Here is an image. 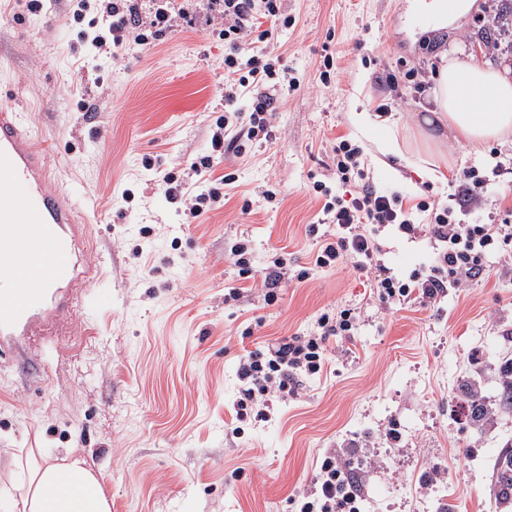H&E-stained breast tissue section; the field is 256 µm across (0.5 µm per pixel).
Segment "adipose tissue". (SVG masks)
Masks as SVG:
<instances>
[{"label": "adipose tissue", "instance_id": "ef3b65f1", "mask_svg": "<svg viewBox=\"0 0 512 512\" xmlns=\"http://www.w3.org/2000/svg\"><path fill=\"white\" fill-rule=\"evenodd\" d=\"M434 89L435 109L419 129L427 179L440 172L434 161L442 141L429 130L432 121L448 126L471 148L490 140H512V74L496 70L474 56L442 54ZM11 512H111V504L95 474L74 455L58 461L43 457L27 469L10 493Z\"/></svg>", "mask_w": 512, "mask_h": 512}]
</instances>
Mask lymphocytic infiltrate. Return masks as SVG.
Masks as SVG:
<instances>
[{"label": "lymphocytic infiltrate", "mask_w": 512, "mask_h": 512, "mask_svg": "<svg viewBox=\"0 0 512 512\" xmlns=\"http://www.w3.org/2000/svg\"><path fill=\"white\" fill-rule=\"evenodd\" d=\"M206 2L210 9L208 23L224 38V70L228 76L224 85L227 109L216 121L212 152L191 167L194 175L210 176L211 182L207 191L194 195L186 180L176 173L167 172L162 178L169 202L179 205L191 221L219 202L223 186L235 181L231 172L212 179L213 166L222 163L226 153L242 151L245 143L271 137L276 100L263 93L261 87L274 80L276 65L270 55L247 57L242 50L251 39L271 40L274 28L290 22L281 10L280 0ZM186 17L180 0H154L146 16L137 0H103V27L90 36L89 43L100 53L121 47L128 37L138 44L151 45ZM247 88L253 94L247 109L242 110L236 103L241 90ZM335 152L339 193H332L321 182L313 185L324 199L320 224L336 227L334 237L322 240L313 260L315 267L352 263L355 269L370 275L371 285L382 303L414 302L427 306L445 296L449 289L465 287L470 279L480 276L488 253L512 250L511 224H489L478 218L460 223L450 201L432 197L422 199L415 208H404L399 192L377 188L361 163L360 144L343 139L337 142ZM320 224L309 225V234L318 235ZM421 224L443 249L435 265L413 271L408 278H398L380 261L383 246L378 240L379 231L391 225L412 233ZM318 325V335L287 337L269 351H250L241 358L237 370L241 383L238 416H247L252 411L262 419L271 396H298L305 377L323 372L329 337L349 335L354 317L348 309L334 315L325 313ZM317 482L318 491L302 504L300 512H360L357 485L341 456L326 457Z\"/></svg>", "instance_id": "f902f5d3"}]
</instances>
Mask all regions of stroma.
Listing matches in <instances>:
<instances>
[{
    "label": "stroma",
    "instance_id": "35a3bbf8",
    "mask_svg": "<svg viewBox=\"0 0 512 512\" xmlns=\"http://www.w3.org/2000/svg\"><path fill=\"white\" fill-rule=\"evenodd\" d=\"M186 8L193 23L155 46L129 39L117 56L94 57L80 33L96 9L80 20L69 0L35 14L24 0H0V13L19 18L0 29V98L12 99L50 150L63 190L101 217L72 229L79 287L49 289L0 328V500L17 481L18 449L38 448L53 458L76 451L112 512H299L334 450L349 463L361 512H423L430 503L437 512H503L495 480L512 446L500 370L512 359V257L488 256V274L433 305L388 306L351 266L312 267L319 244L308 232L323 205L314 182L336 185L340 137L362 145L375 184L399 190L404 207L454 192L475 166L499 186L480 214L512 222L511 146L494 140L476 153L448 139L444 178L432 182L416 171L410 129L411 115L433 106L443 51L474 53L491 29L498 48L488 61L512 69L501 0H476L439 29L409 25L414 0H283L294 25L253 45L289 67L265 87L279 100L272 136L216 167L237 180L191 224L168 202L162 177L189 173L211 151L224 112V41L206 23L205 0ZM328 54L341 68L325 84ZM413 67L423 86L409 79ZM292 76L301 83L294 92ZM83 101L96 112H81ZM384 104L406 130L405 153L388 170L373 160L378 130L350 120ZM380 238L395 273L435 257L425 233L387 229ZM244 240L255 270L287 264L275 304L230 258ZM303 268L310 275L301 282ZM344 308L355 326L329 338L323 373L304 378L300 398L272 399L269 420L233 429L240 356L318 335L319 317ZM469 385L492 411L479 427L463 414ZM390 430L397 440H386Z\"/></svg>",
    "mask_w": 512,
    "mask_h": 512
}]
</instances>
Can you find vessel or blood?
<instances>
[{"label": "vessel or blood", "mask_w": 512, "mask_h": 512, "mask_svg": "<svg viewBox=\"0 0 512 512\" xmlns=\"http://www.w3.org/2000/svg\"><path fill=\"white\" fill-rule=\"evenodd\" d=\"M50 175L16 107L0 103V324L19 317L45 289L71 282L75 237L69 228L94 224Z\"/></svg>", "instance_id": "1"}]
</instances>
